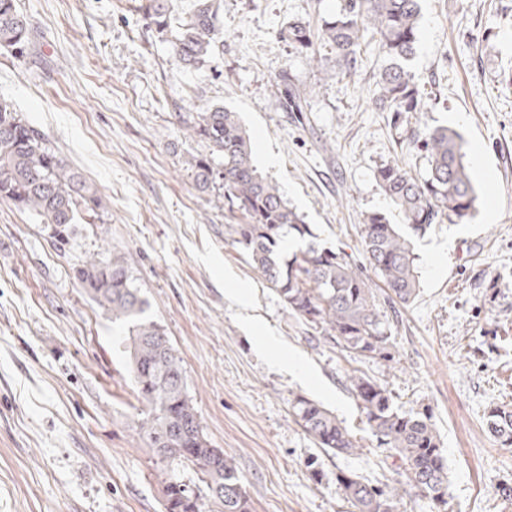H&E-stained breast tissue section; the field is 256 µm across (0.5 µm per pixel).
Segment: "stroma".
Segmentation results:
<instances>
[{"mask_svg": "<svg viewBox=\"0 0 512 512\" xmlns=\"http://www.w3.org/2000/svg\"><path fill=\"white\" fill-rule=\"evenodd\" d=\"M342 3L222 0L224 51L204 73L177 64L139 0H19L37 32L34 59L0 55V99L99 188L105 208L96 223L72 225L61 249L50 225L0 201V512H163L165 480L200 483L194 467L157 463L133 427L136 393L114 347L123 330L72 272L105 247L125 257L181 356L203 434L234 458L252 512H352L336 484L342 470L380 487L401 481L347 390L354 368L385 382L401 410L431 415L447 512H512V447L485 422L490 406L512 409V90L501 83L512 69V0H421L408 68L427 109L401 120L374 104L385 64L376 49L350 72L330 49L311 65L279 38L289 22L317 27ZM287 83L306 91L304 111L282 109ZM212 105L238 114L259 169L318 243L354 263L367 214L400 221L377 169L423 177L417 135H463L476 212L415 239L413 302L379 293L392 361L323 340L225 235L242 218L223 191L198 189L189 161L206 147L181 131L188 113ZM259 336L276 347L258 350ZM298 396L362 437V453L318 448L290 414Z\"/></svg>", "mask_w": 512, "mask_h": 512, "instance_id": "1", "label": "stroma"}]
</instances>
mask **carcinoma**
<instances>
[{
  "mask_svg": "<svg viewBox=\"0 0 512 512\" xmlns=\"http://www.w3.org/2000/svg\"><path fill=\"white\" fill-rule=\"evenodd\" d=\"M139 9L185 69L204 70L224 48L218 27L220 0H195L192 11L183 16L175 0H144ZM419 16L420 0H345L320 30L292 22L280 29L279 38L310 59L319 47L328 46L348 71L358 66L363 47L374 45L387 61L376 81V108L400 117L425 108L407 67L418 39ZM32 38L33 28L17 0H0V49L22 60ZM184 131L207 147L190 161L194 182L204 191L224 189L229 210H238L244 218L241 224L224 225V233L241 246L288 309L322 339L348 352L392 360L390 323L378 307L370 275L401 304L411 303L419 288L411 237L443 219L463 224L471 217L477 190L464 162L467 143L462 135L448 127L423 133L418 143L427 153L428 172L421 181L396 163L377 170L376 180L405 228L380 212L367 215L361 227L365 263L360 265L314 242L310 225L255 164L251 138L236 113L218 105L207 107L185 121ZM0 200L53 225L61 243L68 240L69 225L85 218L93 221L104 209L99 189L5 101L0 102ZM290 235L296 249L286 258L283 244ZM73 276L112 314V321L128 326L121 345L140 404L137 434L159 462L188 463L202 473L204 488L197 491L178 480L165 482V512H251L234 460L208 448L187 392L182 359L162 327L148 316V301L124 257L98 252L75 266ZM347 383L369 430L379 445L396 453L418 496L428 500L434 512H447L445 459L431 416L401 411L387 386L363 373L348 375ZM291 411L323 450L352 455L362 448L323 405L297 397ZM486 424L502 446H512V410L490 408ZM336 482L353 512H398L401 495L396 489L385 491L346 472L336 475Z\"/></svg>",
  "mask_w": 512,
  "mask_h": 512,
  "instance_id": "carcinoma-1",
  "label": "carcinoma"
}]
</instances>
